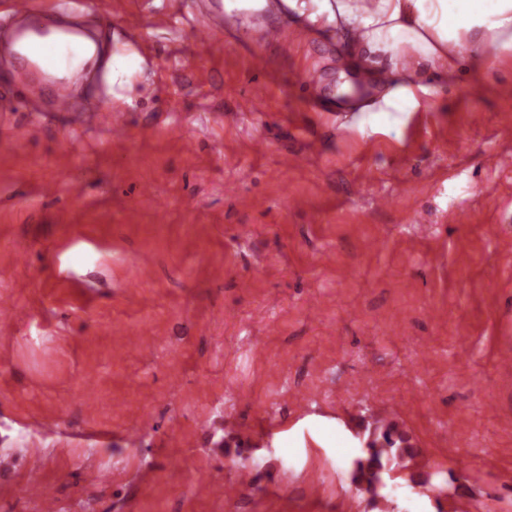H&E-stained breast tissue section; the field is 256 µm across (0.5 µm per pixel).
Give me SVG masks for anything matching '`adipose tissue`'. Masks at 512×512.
I'll use <instances>...</instances> for the list:
<instances>
[{
  "mask_svg": "<svg viewBox=\"0 0 512 512\" xmlns=\"http://www.w3.org/2000/svg\"><path fill=\"white\" fill-rule=\"evenodd\" d=\"M289 12L348 39L345 67L372 75L387 65L386 112H410L438 80L512 52V0H287Z\"/></svg>",
  "mask_w": 512,
  "mask_h": 512,
  "instance_id": "obj_1",
  "label": "adipose tissue"
}]
</instances>
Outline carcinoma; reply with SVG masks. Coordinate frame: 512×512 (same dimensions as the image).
I'll return each instance as SVG.
<instances>
[{"mask_svg": "<svg viewBox=\"0 0 512 512\" xmlns=\"http://www.w3.org/2000/svg\"><path fill=\"white\" fill-rule=\"evenodd\" d=\"M365 447L367 456L354 462V481L370 494L372 508L378 512H393L391 502L381 494L387 465L413 456L411 447L403 435L382 420L376 421Z\"/></svg>", "mask_w": 512, "mask_h": 512, "instance_id": "1", "label": "carcinoma"}]
</instances>
